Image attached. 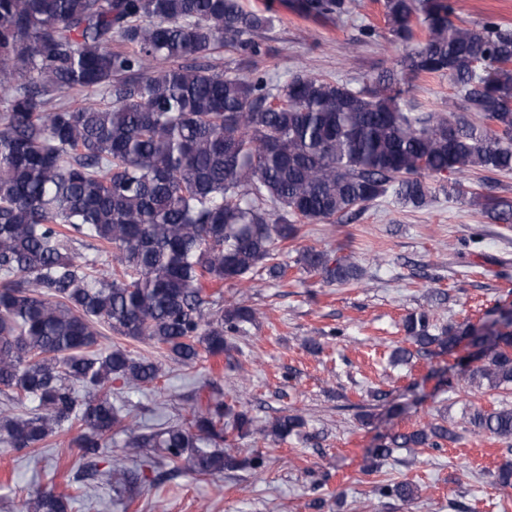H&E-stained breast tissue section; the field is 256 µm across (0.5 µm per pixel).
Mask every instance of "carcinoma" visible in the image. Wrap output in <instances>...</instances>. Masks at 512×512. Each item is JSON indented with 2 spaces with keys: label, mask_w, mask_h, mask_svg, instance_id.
<instances>
[{
  "label": "carcinoma",
  "mask_w": 512,
  "mask_h": 512,
  "mask_svg": "<svg viewBox=\"0 0 512 512\" xmlns=\"http://www.w3.org/2000/svg\"><path fill=\"white\" fill-rule=\"evenodd\" d=\"M388 33L426 38L393 68L353 88L313 73L280 85L258 69L253 34L270 24L240 0H0V444L35 453L60 430L84 459L123 427L126 455L158 448L193 477L233 468L259 476L266 455L224 452V426L278 444L305 421L291 413L256 427L248 411L217 396L195 398L188 418L149 427L112 402V383H157L158 363L116 344L96 349L99 327L145 343L191 367L238 350L234 337L256 320L243 301L224 304V284L280 283L279 251L301 225L333 224L379 198L425 204L426 179L480 171L467 197L499 224L512 200L490 175L512 171V30L473 28L456 0H382ZM314 21L359 13L362 0H286ZM229 47L246 75L211 58ZM446 77L467 121L416 112L406 86ZM79 94L86 100L71 105ZM86 242L91 258L75 252ZM110 259L105 264L100 258ZM293 266L327 284L363 279L356 263L314 246ZM395 364L416 355L474 348L460 378L496 390L512 385V310L477 328L435 331L432 310L403 318ZM31 403L27 411L22 407ZM473 429L512 440V407L473 408ZM460 435L429 421L383 437L373 470L398 449L439 448ZM374 492L411 503L410 481ZM72 495L36 487L31 512H68Z\"/></svg>",
  "instance_id": "obj_1"
}]
</instances>
